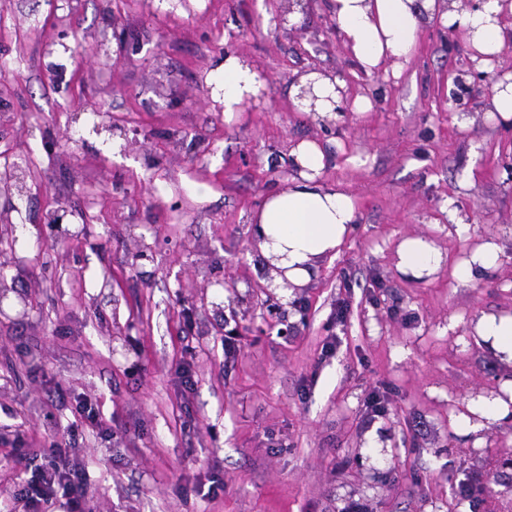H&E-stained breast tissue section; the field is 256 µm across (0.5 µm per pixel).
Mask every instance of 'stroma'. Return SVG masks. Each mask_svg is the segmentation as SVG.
Masks as SVG:
<instances>
[{
  "label": "stroma",
  "mask_w": 512,
  "mask_h": 512,
  "mask_svg": "<svg viewBox=\"0 0 512 512\" xmlns=\"http://www.w3.org/2000/svg\"><path fill=\"white\" fill-rule=\"evenodd\" d=\"M280 4L0 0V167L24 179L0 194V512L22 508L17 454L70 438L94 512L512 507V469L494 464L512 455V427L466 426L512 380L474 331L512 313V126L488 121L486 97L452 102L471 53L442 21L368 74L325 0L279 38ZM228 54L271 80L230 122L214 107ZM313 68L371 109L328 130L293 109L289 87ZM305 139L324 146L321 178L354 198L358 222L309 284L284 288L251 221ZM450 199L468 235L449 224ZM415 236L445 257L421 280L396 268ZM489 241L497 270L459 281ZM376 390L387 411L371 419ZM476 475L481 491L465 495Z\"/></svg>",
  "instance_id": "35a3bbf8"
}]
</instances>
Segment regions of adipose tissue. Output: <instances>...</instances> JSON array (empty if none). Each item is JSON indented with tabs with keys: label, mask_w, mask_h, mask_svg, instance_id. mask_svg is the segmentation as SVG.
<instances>
[{
	"label": "adipose tissue",
	"mask_w": 512,
	"mask_h": 512,
	"mask_svg": "<svg viewBox=\"0 0 512 512\" xmlns=\"http://www.w3.org/2000/svg\"><path fill=\"white\" fill-rule=\"evenodd\" d=\"M344 46L365 73L379 71L392 59L412 53L423 20L441 18L444 25H459L470 46L472 59L500 53L507 35L505 12L512 0H484L480 9L440 11L437 0H327ZM257 74L249 63L227 55L221 70L224 117L233 119L245 91ZM290 156L298 167L288 186L271 192L253 217L265 257L295 286L307 285L326 257L336 254L357 218L354 199L320 173L326 155L320 144L303 140ZM443 253L430 241L414 238L396 250V267L420 279L437 272ZM480 341L512 362V314H486L475 326Z\"/></svg>",
	"instance_id": "obj_1"
}]
</instances>
